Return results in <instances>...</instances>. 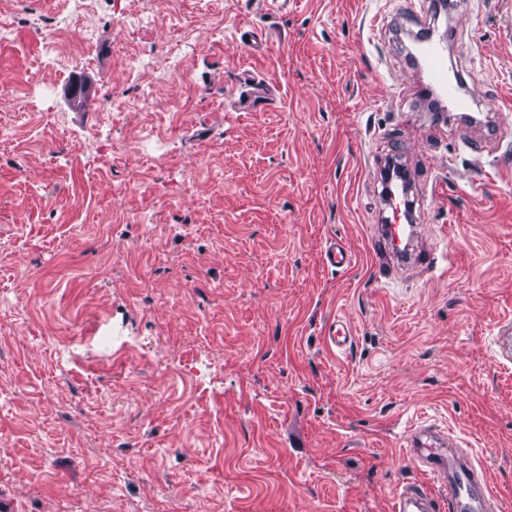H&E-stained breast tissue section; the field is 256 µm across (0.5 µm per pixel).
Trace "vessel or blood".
I'll use <instances>...</instances> for the list:
<instances>
[{
	"instance_id": "vessel-or-blood-1",
	"label": "vessel or blood",
	"mask_w": 512,
	"mask_h": 512,
	"mask_svg": "<svg viewBox=\"0 0 512 512\" xmlns=\"http://www.w3.org/2000/svg\"><path fill=\"white\" fill-rule=\"evenodd\" d=\"M421 70L430 84L444 92L449 111L469 112L470 100L459 92L467 81L461 74L449 73L447 46L430 45L421 60ZM383 205L386 217L382 224L374 228V243L380 253L397 260L404 267L415 263L428 269L434 268V254L421 255L415 253L413 248L416 227L411 219L416 206L410 195H384ZM439 446L436 430L425 425L411 428L405 439L404 455L415 463L425 481L399 492L395 497L393 512H434L435 499L426 484L443 477L448 480L450 512H491L494 495L483 469L467 459L449 464L447 453L441 452Z\"/></svg>"
}]
</instances>
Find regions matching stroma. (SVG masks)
<instances>
[{
	"mask_svg": "<svg viewBox=\"0 0 512 512\" xmlns=\"http://www.w3.org/2000/svg\"><path fill=\"white\" fill-rule=\"evenodd\" d=\"M450 27L477 123L417 0H0V512H392L423 419L512 512V0ZM394 155L439 263L385 281ZM421 70L427 81L447 96L450 112L470 111V99L459 93L460 87H466V79L458 72L454 71L452 75L448 72V46L430 45L421 60Z\"/></svg>",
	"mask_w": 512,
	"mask_h": 512,
	"instance_id": "obj_1",
	"label": "stroma"
}]
</instances>
